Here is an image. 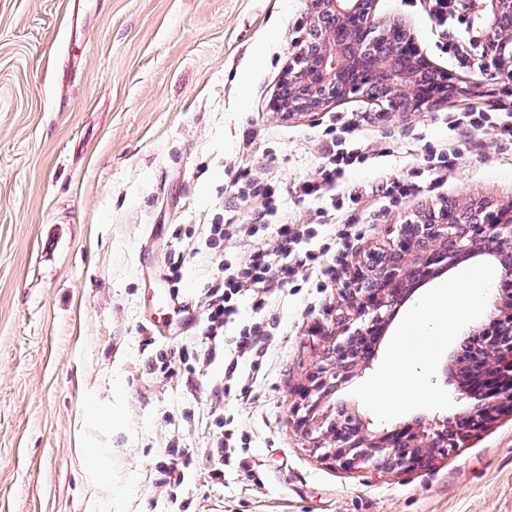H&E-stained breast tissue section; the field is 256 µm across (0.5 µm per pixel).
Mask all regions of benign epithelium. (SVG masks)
I'll use <instances>...</instances> for the list:
<instances>
[{
	"label": "benign epithelium",
	"instance_id": "7a95c632",
	"mask_svg": "<svg viewBox=\"0 0 512 512\" xmlns=\"http://www.w3.org/2000/svg\"><path fill=\"white\" fill-rule=\"evenodd\" d=\"M494 2L500 35L496 63L512 73V0ZM311 4L312 21L338 17L354 41L344 42L330 31L316 53L301 52L288 65L285 79L292 85L307 82L309 94L286 103L276 101L274 112L291 116L313 111L379 81L389 86L381 98L388 112H409L435 95L458 94L447 73L430 85L420 84L409 68L426 67L428 62L402 40V67H390L375 35L374 0H311ZM461 253L486 254L500 266L491 320L484 329L469 333V340L452 355L455 377L467 379L472 369L482 373L481 405L462 424L417 423L380 436L367 432L353 408L344 406L334 417L320 412L321 399L360 369L370 344L383 335L382 311L404 301L411 293L409 285L425 278L431 266L451 264ZM343 297L348 314L341 319L335 344L308 377L300 417L310 432L318 433L313 447L321 457L347 469L404 473L429 457L449 454L448 440L465 441L504 408L512 409V201L494 209L455 202L402 225L387 251L369 254L355 269Z\"/></svg>",
	"mask_w": 512,
	"mask_h": 512
}]
</instances>
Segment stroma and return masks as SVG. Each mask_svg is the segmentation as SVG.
<instances>
[{
	"mask_svg": "<svg viewBox=\"0 0 512 512\" xmlns=\"http://www.w3.org/2000/svg\"><path fill=\"white\" fill-rule=\"evenodd\" d=\"M478 10L485 69L472 73L442 52L421 0H375L380 26L403 25L461 95L392 114L354 95L284 117L270 103L303 47L309 0H0V512H512L508 410L405 474L344 470L314 451L295 409L338 329L349 274L320 293L270 298L279 338L238 367L252 395L220 391L223 359L198 361L204 226L263 222L229 191L228 169L274 183L285 220L303 224L317 204L293 187L314 173L337 115L353 118L370 156L344 186L372 200L419 167L426 146L457 141L440 197L341 211L363 227L359 262L442 202L512 200V148L441 120L471 105L512 110V77L493 63L494 0ZM174 261L193 314L170 313L162 337L143 313ZM405 312L323 411L356 404L353 387L378 368ZM436 380L453 407L387 422L364 408L368 432L473 404L457 379ZM227 422L246 442L223 458L212 445ZM172 443L191 457L177 481Z\"/></svg>",
	"mask_w": 512,
	"mask_h": 512,
	"instance_id": "35a3bbf8",
	"label": "stroma"
}]
</instances>
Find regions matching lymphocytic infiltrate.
<instances>
[{
    "label": "lymphocytic infiltrate",
    "instance_id": "1",
    "mask_svg": "<svg viewBox=\"0 0 512 512\" xmlns=\"http://www.w3.org/2000/svg\"><path fill=\"white\" fill-rule=\"evenodd\" d=\"M478 0H427V10L435 17L443 40L442 47L454 58L459 67L479 70L481 56L471 53L463 41L455 37L457 26L473 27ZM450 122L472 131H491L503 147H512V113L488 112L478 107L450 115ZM330 143L316 171L294 188L298 198L317 201L318 207L305 224L285 223L276 186L254 178L250 171H236L230 184L238 197L260 204L268 222L278 226L277 245L274 249L256 247L240 263L233 264L222 258L225 241L233 238L258 239L263 237L265 224H247L229 219L209 224L205 243L218 256L216 271L205 284L204 309L207 314L205 331V362H213L225 355L227 375H234L240 360L259 359L268 349L274 328L258 321L238 325L235 299L243 289L252 291V309L262 313L270 297L286 287H298L308 282L311 274L335 272L337 266L352 255L358 234L355 230L340 229L333 242L317 243L318 227L332 223L337 212L362 205L361 195L345 191L343 178L348 170L367 161L368 155L359 145L356 128L349 116L336 120L329 129ZM458 159L456 150L448 147L427 148L423 157V170H410L386 183L383 194L391 202H402L424 194L434 193L447 181L449 170ZM237 328L238 337L232 349L224 347L226 329Z\"/></svg>",
    "mask_w": 512,
    "mask_h": 512
}]
</instances>
